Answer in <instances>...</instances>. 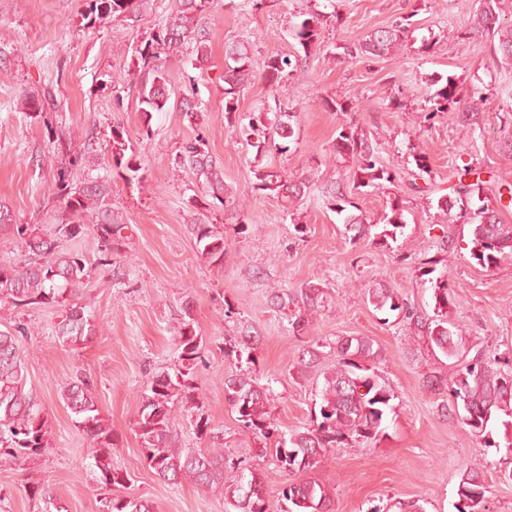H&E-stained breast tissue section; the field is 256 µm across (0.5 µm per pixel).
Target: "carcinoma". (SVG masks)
<instances>
[{
    "instance_id": "obj_1",
    "label": "carcinoma",
    "mask_w": 512,
    "mask_h": 512,
    "mask_svg": "<svg viewBox=\"0 0 512 512\" xmlns=\"http://www.w3.org/2000/svg\"><path fill=\"white\" fill-rule=\"evenodd\" d=\"M214 0H177L175 11L165 24L151 32L140 45L137 66L138 110L147 116L154 112L175 110L203 119L204 110L191 94L183 97L169 87L167 62L171 56L183 54V48L192 46L191 64L203 66L209 59L208 33L205 19ZM144 0H91L89 13L102 19L110 14L132 18L139 14ZM497 0H481L469 26L461 30L458 39L468 43L477 37L497 41L495 52L512 62V23L500 26ZM411 13L401 21L371 31L356 51L344 49L341 58L358 55L367 59L392 55L409 38L415 27ZM322 11L313 8L302 14V20L291 26L290 34L308 50L321 35ZM224 120L226 128L245 137L247 145L255 149V156L265 157L285 151L281 145L294 136L292 115L278 107L273 117L257 115L243 123L239 113V98L247 86L259 78L272 91L282 85L293 68L292 60L277 52H269L261 69L256 64L249 46L232 41L224 46ZM456 77L449 76L445 84L429 98L424 119L429 122L438 114L453 112L459 124L470 126L476 119L480 103L466 107L455 98ZM336 155L355 163L356 187L380 188L393 184L398 174L378 162L373 141L361 129L347 125L336 137ZM128 144L123 132L112 129V159L117 166H126L129 180L139 178L141 167L124 160ZM68 154L69 169L55 177L56 194L65 205L66 216L56 225L53 236L40 234L33 224H14L7 207L0 205V227L13 232L22 253L19 262H0V303L15 308L57 305L64 315L57 324L55 337L71 348L85 345L96 335L93 312L76 301L83 285L89 279L93 266L114 272L120 256L124 225L118 222L108 204L112 183L106 177H89L73 182V175L83 169L89 157L82 151L67 148L64 137L50 141L47 154ZM177 164L196 175L202 185V198L196 200V217L191 230L201 253L210 260L224 259V235L211 222L210 216L222 210L240 213V204L233 187L224 182V171L210 154L203 136L187 141L181 148ZM253 189L285 204H293L304 191L305 183L292 181L288 176L266 163L253 170ZM455 183L449 193L437 198V208L444 214H454V221L470 225L471 257L486 268L505 256H512V224L502 223L499 209L504 199L512 204V187L498 189L493 197L484 195L485 181L480 172L466 163L452 173ZM326 199L337 213L344 214V224L361 235L369 227H378L376 237L397 239L407 226L402 201L391 199L377 221L365 225L359 206L348 199L343 187L333 185ZM93 229L98 241L95 263L86 261L78 253L60 250V240H74ZM433 290V315H421L404 301L394 289L383 284L368 291V302L375 310L395 312L414 327L419 337L427 340L432 349L451 360L449 376L431 375L427 386L448 392L455 402V416L470 431L489 438L488 425L505 416L512 418V371L504 370L487 359L480 348L465 347L463 336L448 327V307L452 305L447 279H436ZM282 309L290 306L305 311L315 310L324 303V291L302 288L292 294L275 295ZM26 334L23 327L16 331H0V465L21 467L42 456L48 450L45 421L32 393L26 390L24 361L19 336ZM178 364L174 371L163 372L147 385L134 423L142 455L148 467L159 480L179 485L188 480L201 488L223 487L224 512H268L267 500L255 473L242 462L231 463L234 479L224 482V449L198 448L190 451L175 448L171 443V421L176 411L186 412L193 419L197 432L212 438L217 432L200 413L199 387L194 376L205 363L203 337L197 332L196 320L189 309H184L176 330ZM380 348L366 336H347L336 339V367L323 373L319 390V416L310 426L295 431H281L274 427L268 415L270 389L262 385L251 371L224 379V400L237 415L242 429L265 440L276 437L275 459L279 467L292 476L281 490L282 497L292 505L288 512H329L331 495L319 481L295 479L294 475L318 467L326 453L333 448H349L360 441H378L386 436L387 416L393 411L394 392L379 374ZM62 399L74 416L78 430L95 448L92 467L96 469L99 484L107 489L124 486L127 476L112 466V427L106 421L92 393L90 384L79 376L63 390ZM488 485L484 472L466 468L459 473L456 512H487ZM101 512H156L152 503L133 496L109 493L101 499Z\"/></svg>"
}]
</instances>
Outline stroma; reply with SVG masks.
I'll list each match as a JSON object with an SVG mask.
<instances>
[{
  "label": "stroma",
  "instance_id": "35a3bbf8",
  "mask_svg": "<svg viewBox=\"0 0 512 512\" xmlns=\"http://www.w3.org/2000/svg\"><path fill=\"white\" fill-rule=\"evenodd\" d=\"M90 0H0V203L15 223L52 233L64 212L54 175L65 162L53 156L31 164L48 137L62 133L73 144L92 142L94 173L109 176L112 209L125 229L123 279L94 269L79 297L98 327L85 346L72 349L55 337L62 309L55 305L13 308L0 304V330L25 328L20 342L26 386L43 409L48 451L13 470L0 467V512H44L33 493L42 486L64 512H100L104 494L91 466L94 450L75 427L62 399L72 377L86 376L112 426L114 467L126 473V492L152 502L156 512H224V492L185 481L163 483L148 468L133 424L151 378L177 363L176 328L191 307L204 342L206 363L196 372L205 418L224 435L226 460H243L259 474L269 512H286L280 489L286 474L262 455L263 439L245 433L224 401V380L252 369L270 384V418L280 430L309 426L322 374L336 364L333 344L340 336H366L379 345L378 370L395 392L394 410L382 440L360 442L327 453L312 470L331 488V512H455L460 471L483 466L492 478L488 512H512V469L504 447L512 425L490 427L495 447H485L457 419L444 413L443 397L426 387L430 373L447 374L448 359L423 339H410L402 319L386 317L368 301L369 288H394L411 307H433L427 260L436 276L447 277L455 297L448 318L469 343L488 357L512 362V257L486 269L461 248L469 228L449 223L428 201L429 190L443 195L457 165L478 168L490 190L512 185V65L502 64L489 40L459 42L457 33L479 0H333L336 18L324 21L320 40L309 51L289 33L298 13L314 0H217L206 18L210 58L204 69L187 60L169 61L172 89L197 91L209 112L206 125L181 112H139L136 50L170 14L173 0H148L139 16L88 17ZM414 15V36L387 58L338 59V47L356 45L377 27ZM248 43L255 62L269 50L299 58V67L279 88L282 105L293 114L295 135L288 148L267 163L308 183L292 209L280 199L254 191V150L224 123V45ZM456 78V97L485 104L475 126L461 127L446 112L425 122L422 109L436 90L435 80ZM52 93L53 105L31 118L27 100ZM344 111L331 109L332 101ZM359 125L378 144L381 164L401 179L383 189L357 190L354 165L336 156L341 127ZM120 126L142 167V181H128L111 154L112 128ZM151 141L140 142L144 126ZM203 136L243 204L245 217L218 219L227 244L222 263L201 255L191 234L201 193L194 175L176 163L183 142ZM430 167L426 189L407 177L414 155ZM350 193L365 221L383 212L387 201L402 199L407 226L396 242L354 236L327 206L332 183ZM322 288L326 303L300 327L274 296L307 286ZM248 337L249 359L231 346Z\"/></svg>",
  "mask_w": 512,
  "mask_h": 512
}]
</instances>
